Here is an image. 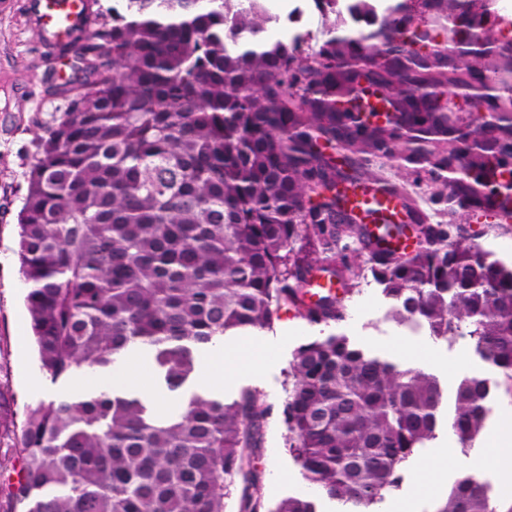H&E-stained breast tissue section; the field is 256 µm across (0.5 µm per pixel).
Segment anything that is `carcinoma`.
Listing matches in <instances>:
<instances>
[{
	"label": "carcinoma",
	"mask_w": 512,
	"mask_h": 512,
	"mask_svg": "<svg viewBox=\"0 0 512 512\" xmlns=\"http://www.w3.org/2000/svg\"><path fill=\"white\" fill-rule=\"evenodd\" d=\"M433 11L455 22L492 13L479 0H389L350 14L326 0L321 44L311 33L270 42L267 0H125V11L69 29L59 52L82 77L61 86L68 111L37 138L19 214L20 271L40 370L52 382L106 371L145 347L166 390L195 377L196 352L273 326L291 306L311 324L344 320L329 290L308 301L311 273L350 292L370 263L399 324L460 337L497 373L458 386L450 428L462 449L484 431L490 404L512 398V265L446 224L368 231L327 195L336 167L320 140L362 176L369 148L443 168L472 167L468 141L432 111V91L483 89L461 57H410L399 27ZM399 89V97L390 90ZM472 134L501 165L448 187L468 208L483 188L512 190V125L475 119ZM283 406L287 450L304 479L346 512H373L436 438L444 390L330 333L300 346ZM269 411L245 389L225 403L194 393L162 413L136 391L57 397L11 421L10 512H224L242 479L241 512H257L259 447ZM270 512H322L292 496ZM437 512H512L491 485L456 479Z\"/></svg>",
	"instance_id": "carcinoma-1"
}]
</instances>
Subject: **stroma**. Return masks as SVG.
Masks as SVG:
<instances>
[{"label": "stroma", "mask_w": 512, "mask_h": 512, "mask_svg": "<svg viewBox=\"0 0 512 512\" xmlns=\"http://www.w3.org/2000/svg\"><path fill=\"white\" fill-rule=\"evenodd\" d=\"M25 0H0V404L15 413L59 396L80 398L95 392L87 372L51 382L40 370L31 346V327L24 306L27 284L15 255L18 213L27 189V175L36 152V141L52 114L65 110L55 87L70 76L74 61L61 59L31 20ZM366 170L405 185L420 201L435 224H453L461 235L488 251L493 259L512 263V222L493 224L464 210L449 211L446 193L435 172L404 162L370 156ZM342 304L343 322L328 328L281 308L271 329L251 336H227L217 345L199 351L198 367L212 366L221 381L211 391L225 400L236 398L244 388L256 391L271 407L263 441L252 456L259 474L260 503L267 512L290 496H317L303 479L286 449L288 431L280 410L292 384L290 365L296 349L336 332L351 342L379 353L403 366H417L436 375L447 393H455L467 377L490 378L493 368L482 361L464 341L434 339L420 329L400 325L391 317V304L372 277L362 279ZM237 350L246 363L224 370L216 359L222 350ZM483 441L461 449L447 428L405 471L402 486L377 504L374 512H401L404 503H418L417 512H437L447 489L438 488L437 466L447 461L449 480L464 473H480L498 484L495 470L478 471L476 461Z\"/></svg>", "instance_id": "obj_1"}]
</instances>
